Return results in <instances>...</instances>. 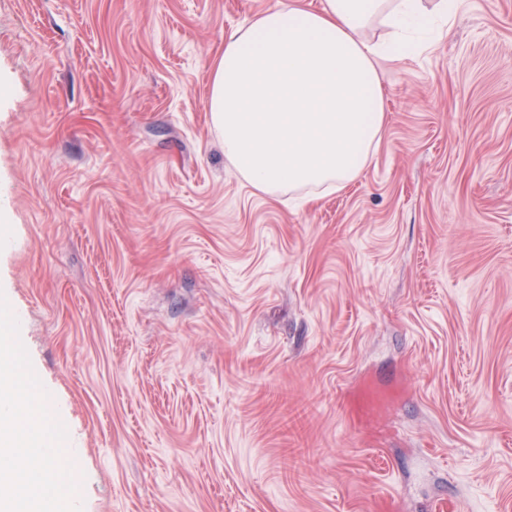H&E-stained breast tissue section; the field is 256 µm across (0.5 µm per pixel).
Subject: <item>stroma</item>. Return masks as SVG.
Instances as JSON below:
<instances>
[{
    "label": "stroma",
    "mask_w": 512,
    "mask_h": 512,
    "mask_svg": "<svg viewBox=\"0 0 512 512\" xmlns=\"http://www.w3.org/2000/svg\"><path fill=\"white\" fill-rule=\"evenodd\" d=\"M275 0H0V293L83 512H512V0L378 71L301 205L207 112Z\"/></svg>",
    "instance_id": "obj_1"
}]
</instances>
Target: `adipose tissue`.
Returning <instances> with one entry per match:
<instances>
[{"instance_id":"1","label":"adipose tissue","mask_w":512,"mask_h":512,"mask_svg":"<svg viewBox=\"0 0 512 512\" xmlns=\"http://www.w3.org/2000/svg\"><path fill=\"white\" fill-rule=\"evenodd\" d=\"M457 0H277L224 40L208 110L224 156L256 190L314 199L355 180L384 122L379 59L397 60ZM373 25L379 42L365 39Z\"/></svg>"}]
</instances>
